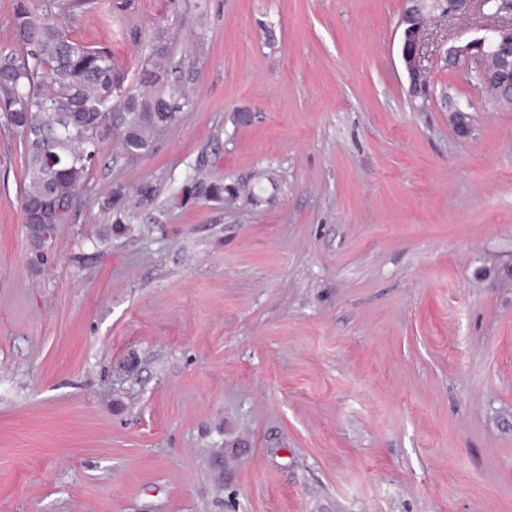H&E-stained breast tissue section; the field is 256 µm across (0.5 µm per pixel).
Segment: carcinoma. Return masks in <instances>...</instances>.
Wrapping results in <instances>:
<instances>
[{"instance_id":"1","label":"carcinoma","mask_w":512,"mask_h":512,"mask_svg":"<svg viewBox=\"0 0 512 512\" xmlns=\"http://www.w3.org/2000/svg\"><path fill=\"white\" fill-rule=\"evenodd\" d=\"M16 29L36 32L38 47L18 39V47L0 51V74H17L15 81L0 80V112H20L19 98H50L61 110L79 111L80 136L59 135V116L54 109L33 106L27 121L15 127L23 139L25 177L22 204H38L53 197L45 210L46 224H62L91 166L78 157L84 150L112 145L113 156L134 159L147 154L156 131L171 124L180 112L177 97L168 90L165 69L145 62L138 84L119 97L111 89L123 87L125 73L105 48L87 46L70 35L62 21L30 11L26 0H17ZM61 161L63 172L46 170L45 156ZM141 200L153 195L152 186L141 184L134 191ZM131 191L118 187L107 197L105 208L123 210Z\"/></svg>"}]
</instances>
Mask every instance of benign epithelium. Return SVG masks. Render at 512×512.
<instances>
[{
    "label": "benign epithelium",
    "instance_id": "7a95c632",
    "mask_svg": "<svg viewBox=\"0 0 512 512\" xmlns=\"http://www.w3.org/2000/svg\"><path fill=\"white\" fill-rule=\"evenodd\" d=\"M409 2L413 3V6L402 13L399 23L400 58L409 77L411 96L424 98L429 85L424 62L426 57L430 56L431 29L427 27V21L419 17L414 7V4L421 0ZM437 4L444 18L465 17L477 11L490 21L482 35L464 44L449 47L445 59L454 62L461 59L479 62L477 74L480 84L494 90L497 102L511 105L512 88L504 89L499 83L501 77L512 70V60L503 57L496 62L488 54L487 49L496 43L512 46V0H437ZM450 122L458 136H469L473 122L470 106L453 105Z\"/></svg>",
    "mask_w": 512,
    "mask_h": 512
}]
</instances>
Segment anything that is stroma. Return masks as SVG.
<instances>
[{
    "label": "stroma",
    "mask_w": 512,
    "mask_h": 512,
    "mask_svg": "<svg viewBox=\"0 0 512 512\" xmlns=\"http://www.w3.org/2000/svg\"><path fill=\"white\" fill-rule=\"evenodd\" d=\"M403 9L74 10L128 84L165 47L183 109L38 241L0 117V512H512V107L439 59L478 14L436 23L415 104Z\"/></svg>",
    "instance_id": "stroma-1"
}]
</instances>
